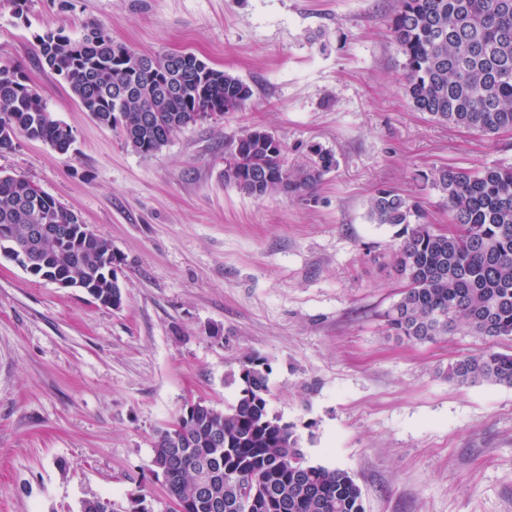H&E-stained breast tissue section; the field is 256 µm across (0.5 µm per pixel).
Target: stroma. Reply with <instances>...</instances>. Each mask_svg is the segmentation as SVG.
Masks as SVG:
<instances>
[{"instance_id":"1","label":"stroma","mask_w":512,"mask_h":512,"mask_svg":"<svg viewBox=\"0 0 512 512\" xmlns=\"http://www.w3.org/2000/svg\"><path fill=\"white\" fill-rule=\"evenodd\" d=\"M396 0H28L0 5V65L20 68L73 131L68 153L17 137L0 172L25 177L109 241L123 302L31 276L0 255V512H80L98 496L172 512L150 469L158 431L192 401L236 402L239 369L265 360L268 407L314 463L354 475L365 512H512V387L459 384L449 364L486 350L458 328L392 336L395 227L369 202L418 198L434 231L448 208L425 176L512 164L488 138L413 110L390 18ZM140 54L187 50L239 76L243 108L171 137L153 157L84 112L36 50L46 27L87 24ZM312 147L335 168L301 195L254 199L224 182L243 131Z\"/></svg>"}]
</instances>
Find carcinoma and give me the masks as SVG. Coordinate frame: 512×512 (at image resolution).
Masks as SVG:
<instances>
[{
	"label": "carcinoma",
	"instance_id": "1",
	"mask_svg": "<svg viewBox=\"0 0 512 512\" xmlns=\"http://www.w3.org/2000/svg\"><path fill=\"white\" fill-rule=\"evenodd\" d=\"M404 57V91L430 120L495 137L512 131V0H397L391 19ZM46 63L63 76L84 111L99 124L119 123L126 146L154 156L197 112H233L252 90L240 78L209 66L194 53L137 54L93 27L80 40L47 28L38 37ZM152 120L143 119L145 114ZM61 154L71 128L48 111L17 67L0 66V151L17 136ZM237 177L225 179L261 199L313 189L336 167L316 147L310 165L288 170L283 143L261 129L231 140ZM432 185L444 197L448 231L425 223L422 204L392 188L370 202L377 224L400 227L392 267L404 281L386 315L389 332L433 342L462 324L488 343L479 355L448 366V379L512 386V354L494 350L512 339V165L479 171L443 166ZM42 224L60 227L52 242L32 236ZM84 221L29 180L0 174V251L30 275L79 288L106 307L122 304L115 268L121 263L104 238L86 237ZM269 368L247 359L240 397L223 410L192 402L154 443L152 472L162 478L181 512H365L362 491L346 470L310 463L290 424L268 408ZM81 512H116L109 498L82 502Z\"/></svg>",
	"mask_w": 512,
	"mask_h": 512
}]
</instances>
